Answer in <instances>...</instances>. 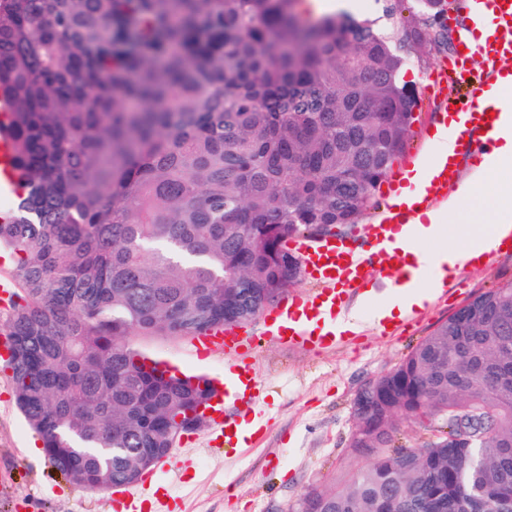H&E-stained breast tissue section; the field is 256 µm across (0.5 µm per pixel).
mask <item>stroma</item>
<instances>
[{"label":"stroma","mask_w":512,"mask_h":512,"mask_svg":"<svg viewBox=\"0 0 512 512\" xmlns=\"http://www.w3.org/2000/svg\"><path fill=\"white\" fill-rule=\"evenodd\" d=\"M453 55L430 43L408 44L402 70L419 100L405 152L393 164L404 171L415 159L434 153L429 136L437 113L446 111L456 88L433 75ZM512 281V254L489 265L450 274L441 297L416 310L394 334L372 324L377 305L390 300L389 288L371 281V303L359 306L362 329L345 345L325 350H291L264 336V318L248 325L250 353L262 381L257 401L237 402L233 411L261 431L245 448L211 445V422L182 435L158 473L172 497V512H296L313 487L351 479L359 463L350 457L352 407L360 388L398 366L439 323L480 291ZM134 348L187 375L223 381L224 355L197 357L189 339L132 335ZM38 433L18 410L14 384L0 361V512H112L109 494L92 493L69 482L47 458L31 453Z\"/></svg>","instance_id":"stroma-1"}]
</instances>
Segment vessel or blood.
I'll use <instances>...</instances> for the list:
<instances>
[{"label":"vessel or blood","mask_w":512,"mask_h":512,"mask_svg":"<svg viewBox=\"0 0 512 512\" xmlns=\"http://www.w3.org/2000/svg\"><path fill=\"white\" fill-rule=\"evenodd\" d=\"M467 11L457 30L458 48L437 78L459 88L465 99L446 113H438V122L463 116V128L455 138L454 153L434 176L422 198V207H436L447 201L462 177L463 167L480 147L491 145L504 114H512V97H492L498 80L512 78V0H466ZM481 60L482 77L470 67ZM13 144L0 137V195L7 194ZM413 212L402 209L389 212L379 222L367 225V248H358L350 239L329 237L315 242L290 240L298 252L304 273L313 283L305 294L292 296L287 304L270 310L265 316L267 333L293 348L320 350L345 343L336 332V321L350 312L352 304L367 281L377 280L398 290L420 287L429 278L426 261L403 249L393 247V235L406 226ZM196 354L223 351L233 363V376L224 384L225 399L256 397L262 382L249 357L250 339L241 327L232 325L193 337ZM212 420L225 444L246 443V429L238 416L216 412Z\"/></svg>","instance_id":"b4317fda"}]
</instances>
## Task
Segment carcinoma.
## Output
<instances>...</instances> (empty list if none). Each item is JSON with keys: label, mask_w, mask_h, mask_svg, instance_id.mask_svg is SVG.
Instances as JSON below:
<instances>
[{"label": "carcinoma", "mask_w": 512, "mask_h": 512, "mask_svg": "<svg viewBox=\"0 0 512 512\" xmlns=\"http://www.w3.org/2000/svg\"><path fill=\"white\" fill-rule=\"evenodd\" d=\"M299 0H0V88L19 173L0 249L15 402L71 483L110 492L175 447L168 419L205 409L206 376L130 344L252 320L298 276L291 238L354 224L404 151L412 40ZM512 290L485 291L357 394L353 478L306 512H482L512 499ZM464 417L465 448L393 449L400 422Z\"/></svg>", "instance_id": "cac0c4a2"}]
</instances>
